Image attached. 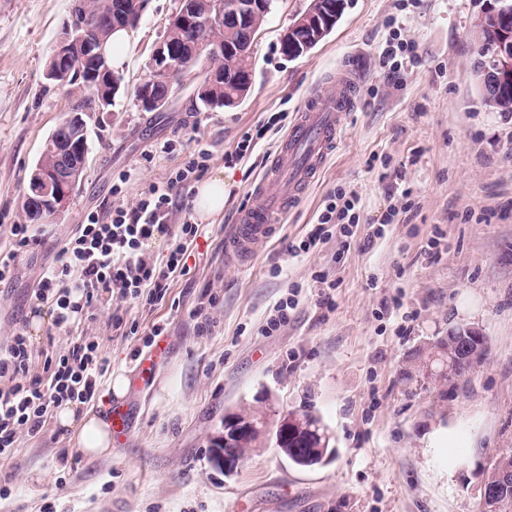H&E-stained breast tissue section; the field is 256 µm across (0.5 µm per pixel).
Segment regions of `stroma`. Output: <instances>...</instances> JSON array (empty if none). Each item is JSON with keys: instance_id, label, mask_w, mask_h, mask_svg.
<instances>
[{"instance_id": "obj_1", "label": "stroma", "mask_w": 512, "mask_h": 512, "mask_svg": "<svg viewBox=\"0 0 512 512\" xmlns=\"http://www.w3.org/2000/svg\"><path fill=\"white\" fill-rule=\"evenodd\" d=\"M310 3L276 0L243 103L202 107L190 72L163 111L147 112L136 88L179 8V0H147L120 92L109 111L90 115L81 182L33 225L39 245L0 285V336L30 314V289L89 212L134 203L195 149L211 153L207 175L223 173L228 183L224 210L200 225L190 270L163 302L97 303L70 332H52L46 319L30 335L34 371L89 337L109 375L132 379L135 341L113 327L117 312L143 333L163 325L167 357L126 439L108 453L83 454L55 422L41 436L19 434L13 459L0 463V485L12 489L0 512H41L48 496L60 512H480L478 469L512 452V112L486 107L470 70L472 30L487 0H348L322 43L287 58L281 37ZM70 5L0 0V224L25 223L29 175L75 100L46 76ZM395 32L420 57L396 75L381 56ZM350 57L361 70L359 100L335 153L251 262L226 264L224 229L248 205L284 134L270 117H294L314 89L332 92L331 76ZM259 130L253 153L226 165L241 137ZM167 141L174 151L162 152ZM339 189L359 199L357 226L289 255L286 245L305 236ZM368 237L374 246L365 251ZM209 297L213 323L202 334L190 312ZM287 297L296 303L288 323L265 332ZM459 324L482 329L490 346L464 392L444 403L434 387L402 381L404 357ZM265 390L271 418L310 410L322 419L332 462L302 468L269 446L225 476L210 440L226 411L255 406Z\"/></svg>"}]
</instances>
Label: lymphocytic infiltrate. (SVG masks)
<instances>
[{"label": "lymphocytic infiltrate", "instance_id": "lymphocytic-infiltrate-1", "mask_svg": "<svg viewBox=\"0 0 512 512\" xmlns=\"http://www.w3.org/2000/svg\"><path fill=\"white\" fill-rule=\"evenodd\" d=\"M211 154L198 149L167 180L150 184L135 205L117 206L107 216L88 214L84 224L57 251L40 275L31 298L51 312L52 326L68 331L100 300L162 301L169 281L184 272L187 251L198 227L191 221L170 223L182 189L203 171ZM354 198L337 191L329 195L305 240L288 244L298 255L331 234L333 225L358 223ZM175 239L165 260H157L152 243ZM33 349L24 329L0 340V461L12 457L19 433L36 437L45 432L55 410L64 403L87 404L98 392L108 360L100 344L80 339L56 358L46 359L42 372L32 369Z\"/></svg>", "mask_w": 512, "mask_h": 512}]
</instances>
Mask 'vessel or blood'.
Segmentation results:
<instances>
[{
  "label": "vessel or blood",
  "mask_w": 512,
  "mask_h": 512,
  "mask_svg": "<svg viewBox=\"0 0 512 512\" xmlns=\"http://www.w3.org/2000/svg\"><path fill=\"white\" fill-rule=\"evenodd\" d=\"M359 66L344 63L336 72V91H312L296 112L266 173L255 186L249 206L241 210L224 242L228 258L249 263L257 247L294 210L334 151L345 118L357 104Z\"/></svg>",
  "instance_id": "b4317fda"
}]
</instances>
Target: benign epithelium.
Masks as SVG:
<instances>
[{
  "mask_svg": "<svg viewBox=\"0 0 512 512\" xmlns=\"http://www.w3.org/2000/svg\"><path fill=\"white\" fill-rule=\"evenodd\" d=\"M342 3L328 6L330 13L321 10L312 15H304L296 20L283 34L282 48L293 53L301 45H314L331 29L335 18L331 13ZM268 10L266 0H245L229 5L217 13L220 26L228 25L245 35L248 42H256L260 30V20ZM88 31L75 26L67 29L59 41L50 61L49 75L62 84L67 83L75 71L77 50L90 48ZM232 51V46L215 44L208 53L200 83L208 85L222 76V54ZM184 50L172 45L159 44L152 52V65L162 70L174 71L180 66ZM472 71L479 76V88L483 97L491 98L497 92V75L487 65L483 55L475 56ZM87 130L79 117H73L63 128V134H56V146L49 147L41 157V183L44 189L37 192L40 204L27 205V213L34 216L37 211L47 208L55 211L69 198L75 186L78 171L87 166L88 157L82 152ZM435 348L429 357L410 355L401 368V374L433 385L443 402L455 400L463 391L470 377L485 363L484 351L489 347L488 337L475 326H459L448 329V335L431 342ZM304 426L303 418L296 413L281 415L277 422L280 431V445L284 446L287 437ZM265 422H256L238 410L229 411L224 416V429L211 439L213 459L231 476L237 473L244 458L254 448L245 446L239 453L228 455L224 447L254 432L263 433ZM512 457L502 454L484 465L481 470L482 505L481 512H502L503 497L512 489Z\"/></svg>",
  "mask_w": 512,
  "mask_h": 512,
  "instance_id": "1",
  "label": "benign epithelium"
}]
</instances>
